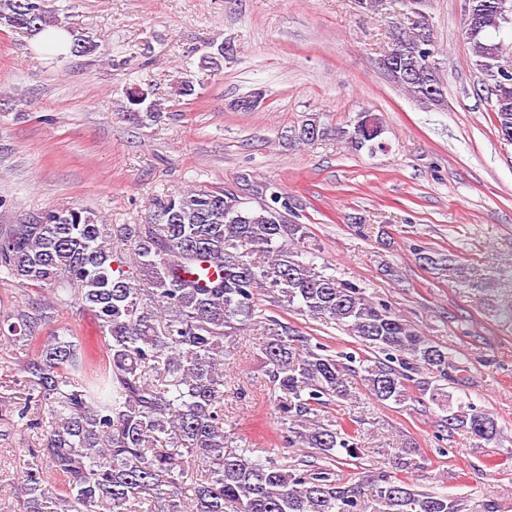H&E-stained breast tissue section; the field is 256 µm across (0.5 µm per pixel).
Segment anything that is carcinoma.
I'll return each instance as SVG.
<instances>
[{
	"label": "carcinoma",
	"mask_w": 512,
	"mask_h": 512,
	"mask_svg": "<svg viewBox=\"0 0 512 512\" xmlns=\"http://www.w3.org/2000/svg\"><path fill=\"white\" fill-rule=\"evenodd\" d=\"M365 12L387 7L408 20L390 43L391 81L426 107L444 106L440 54L428 0H358ZM464 38L492 99L500 139L512 145V61L499 36L512 31V0H465ZM59 26L50 0H0V30L34 38ZM69 53L87 54L89 37L66 29ZM140 86L127 91L133 119L159 122L164 108ZM332 130L318 116L301 122L294 139L308 143ZM360 151L383 149L385 128L364 110L332 131ZM244 193L188 191L156 203L153 224L100 222L69 206L40 213V224L0 225V281L33 288L26 305L0 317V337L35 345L12 368L18 397L0 396V417L40 430L16 485L23 512H461L443 492L416 493L386 474L367 485L336 479V449L359 458L358 429L311 418L336 397L355 398L358 371L292 336L258 312V292L313 319L337 324L384 355L363 368L361 381L379 402L417 401L413 375H447L448 355L391 305L306 258V227L289 220L292 207L267 196L271 183L238 177ZM129 243L139 288L113 253L112 238ZM412 251L430 269L455 273L456 255L420 244ZM78 302L93 334L40 340L48 311ZM261 328L259 350L278 400L285 448H310L293 462L242 448L224 431L227 345L246 325ZM431 401L447 410L442 427L465 428L478 441L496 440L494 419L472 405L452 407L438 390ZM193 472L191 485L184 477ZM63 482L60 492L50 478Z\"/></svg>",
	"instance_id": "obj_1"
}]
</instances>
